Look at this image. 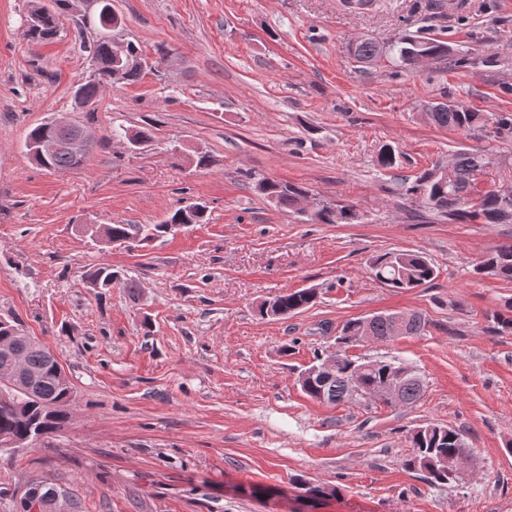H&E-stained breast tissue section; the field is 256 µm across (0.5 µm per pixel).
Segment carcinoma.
Listing matches in <instances>:
<instances>
[{
  "label": "carcinoma",
  "instance_id": "carcinoma-1",
  "mask_svg": "<svg viewBox=\"0 0 512 512\" xmlns=\"http://www.w3.org/2000/svg\"><path fill=\"white\" fill-rule=\"evenodd\" d=\"M71 0H49V4H38L32 9L37 20L28 24L26 33L29 39L42 44L56 37L59 28V13L69 9ZM99 29L107 31L118 23L112 12L111 0H98ZM89 53L96 78L78 85L76 94L90 106H95L100 95L108 87L118 84L131 85L141 80L144 74L142 51L132 42H127L125 62L118 65L113 52L112 41L95 35L92 42L83 44ZM381 51L393 56L398 66L410 69V58L417 52L434 55L442 62L449 60L448 44L443 40L426 36L415 39L399 38L387 47L380 46L371 39H362L355 46L353 58L371 57ZM431 122L452 131L468 133L486 130L498 140H512V114L486 115L475 112L466 106L453 103L432 113ZM73 127L58 126L54 123H41L32 128L26 138L28 155L47 170H60L78 167L83 158L61 148L53 154L41 156L32 151L33 145L43 140L63 141ZM112 136L122 138L131 147H140L153 139L149 126L137 129H115ZM482 167L481 156L461 151L456 153L453 162V182L448 184L435 177V168L423 170L410 186V191L419 195L430 209L448 216V220L461 223L481 221L484 224H512V192L500 193L496 190L481 191L476 188L474 176ZM258 190L277 208L286 212L299 211L300 201L308 196L302 187L281 183L269 178L262 179ZM206 216V206L194 203L179 208L161 224H102L92 231V236L105 241L114 240L129 243L162 237L176 226L201 224ZM313 218L322 224H350L358 220V214L351 206L341 207L337 212L322 207L313 212ZM368 268L376 280L398 290L410 291L419 288L436 278V269L422 252L388 251L369 258ZM477 272L512 281V247H504L488 254L477 267ZM87 281L102 290L112 288L120 281V276L112 271V266L101 264L87 272ZM317 298L313 289L285 292L275 296L270 303H261L259 312L269 318H286L308 308ZM426 322L418 312L408 314L404 335L419 336L425 330ZM394 335L393 314H379L368 321L356 319L346 322L336 345L350 347L361 336L384 339ZM29 366L39 373L19 397L5 402L0 399V437L11 436L17 441L34 442L36 430L47 436L63 430L72 420L74 387L71 381H62L56 365L58 361L50 350L36 338H31L25 347ZM412 366L400 359L377 358L369 361L354 360L343 356L342 362L331 375L318 374L298 382L302 391L319 402L336 405L357 398L352 391L358 386L371 394L397 382L406 404L412 405L421 400L425 392V381L417 372H410ZM411 456L403 462L410 470L421 471L433 484L448 483L445 464L462 452L465 443L463 435L443 425L429 423L410 433Z\"/></svg>",
  "mask_w": 512,
  "mask_h": 512
}]
</instances>
